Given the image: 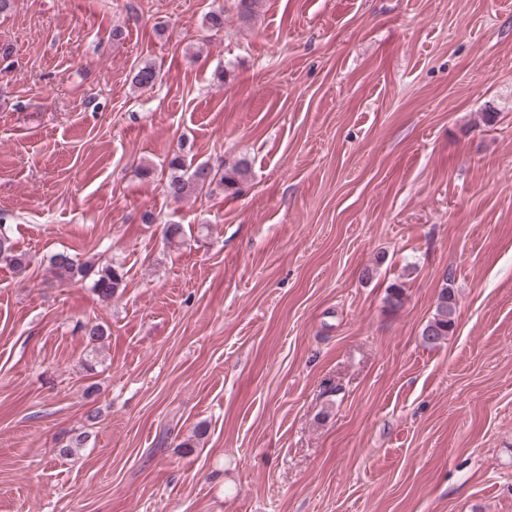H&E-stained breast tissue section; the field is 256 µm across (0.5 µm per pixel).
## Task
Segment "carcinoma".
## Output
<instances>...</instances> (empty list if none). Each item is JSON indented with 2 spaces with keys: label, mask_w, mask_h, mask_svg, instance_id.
Wrapping results in <instances>:
<instances>
[{
  "label": "carcinoma",
  "mask_w": 512,
  "mask_h": 512,
  "mask_svg": "<svg viewBox=\"0 0 512 512\" xmlns=\"http://www.w3.org/2000/svg\"><path fill=\"white\" fill-rule=\"evenodd\" d=\"M237 16L243 23L255 20L263 6V0H235ZM168 167L172 170L167 181L166 190L176 200L183 199L219 180L224 190L236 191L247 181L250 173L249 163L239 160L224 166L223 172H215L206 163L196 165L191 174L185 176L181 171L186 169L185 158L174 154ZM0 261L18 269L29 264V257L16 249L13 240L7 233L0 230ZM50 272L55 281L61 285H74L90 281V288L103 301H110L123 287L124 272L122 267L113 264H100L96 261H81L69 253L60 252L49 259ZM455 299L451 291L444 288L440 292L435 312L422 331L424 341L435 346L448 339L455 327Z\"/></svg>",
  "instance_id": "1"
}]
</instances>
